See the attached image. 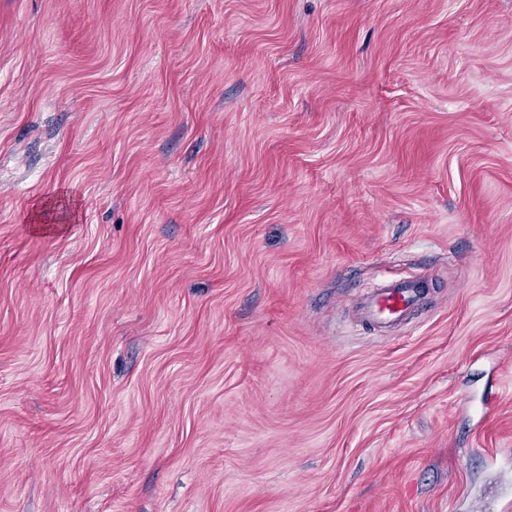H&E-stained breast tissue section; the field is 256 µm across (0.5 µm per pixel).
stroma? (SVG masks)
<instances>
[{"instance_id":"35a3bbf8","label":"stroma","mask_w":512,"mask_h":512,"mask_svg":"<svg viewBox=\"0 0 512 512\" xmlns=\"http://www.w3.org/2000/svg\"><path fill=\"white\" fill-rule=\"evenodd\" d=\"M474 501L512 512V0H0V512ZM427 288L420 280L388 282L359 303L363 321L385 325L407 320L423 300Z\"/></svg>"}]
</instances>
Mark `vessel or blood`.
<instances>
[{"label":"vessel or blood","mask_w":512,"mask_h":512,"mask_svg":"<svg viewBox=\"0 0 512 512\" xmlns=\"http://www.w3.org/2000/svg\"><path fill=\"white\" fill-rule=\"evenodd\" d=\"M427 288L420 280L389 282L367 295L359 304L364 321L385 325L407 320L423 300Z\"/></svg>","instance_id":"b4317fda"}]
</instances>
